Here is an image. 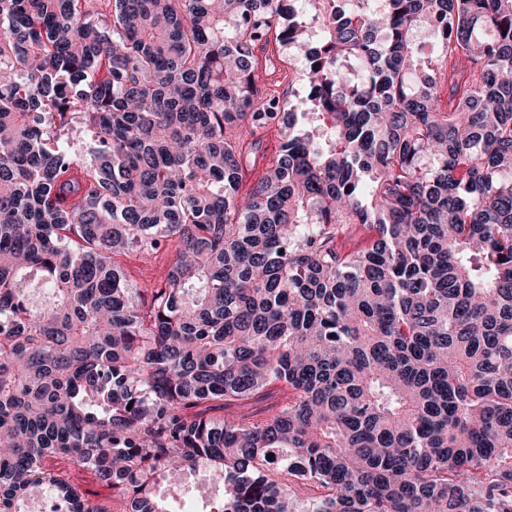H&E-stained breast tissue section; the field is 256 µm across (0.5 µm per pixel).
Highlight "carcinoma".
Masks as SVG:
<instances>
[{"label": "carcinoma", "mask_w": 512, "mask_h": 512, "mask_svg": "<svg viewBox=\"0 0 512 512\" xmlns=\"http://www.w3.org/2000/svg\"><path fill=\"white\" fill-rule=\"evenodd\" d=\"M316 2L0 0V512H512V0ZM287 61L288 63L281 64V72L270 77L269 81L265 85H259V88L263 95L280 98L285 104L286 110H288V100L290 99L293 104H299V108L295 112H302L307 104L305 101L306 89L299 75V65L289 55ZM173 258V251H165L160 252L154 259L148 261L136 256H122L119 258V264L133 286L154 288L165 281V276ZM191 486L192 491L190 493L177 496V502L174 503L175 510L183 512L208 511L211 497L216 494L217 490L210 487H201L196 490L193 483Z\"/></svg>", "instance_id": "1"}]
</instances>
